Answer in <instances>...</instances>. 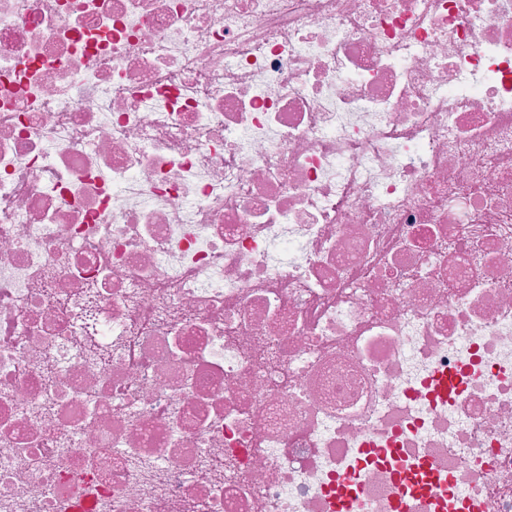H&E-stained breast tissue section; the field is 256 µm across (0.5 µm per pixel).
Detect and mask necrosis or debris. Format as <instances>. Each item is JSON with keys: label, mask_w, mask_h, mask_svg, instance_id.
I'll use <instances>...</instances> for the list:
<instances>
[{"label": "necrosis or debris", "mask_w": 512, "mask_h": 512, "mask_svg": "<svg viewBox=\"0 0 512 512\" xmlns=\"http://www.w3.org/2000/svg\"><path fill=\"white\" fill-rule=\"evenodd\" d=\"M81 500L512 512V0H0V512Z\"/></svg>", "instance_id": "obj_1"}]
</instances>
